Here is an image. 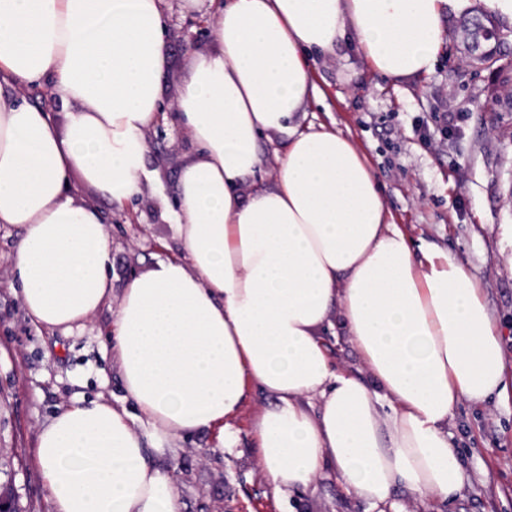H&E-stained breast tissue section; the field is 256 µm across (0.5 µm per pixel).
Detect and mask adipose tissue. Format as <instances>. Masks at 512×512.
Instances as JSON below:
<instances>
[{
	"instance_id": "obj_1",
	"label": "adipose tissue",
	"mask_w": 512,
	"mask_h": 512,
	"mask_svg": "<svg viewBox=\"0 0 512 512\" xmlns=\"http://www.w3.org/2000/svg\"><path fill=\"white\" fill-rule=\"evenodd\" d=\"M450 0H225L175 108L195 145L175 184L176 255L134 277L109 332L136 415L79 400L40 430L49 512H180L171 441L217 431L249 386L273 401L255 426L275 495L323 469L373 512H403L397 487L448 503L465 480L448 438L462 403L504 391L505 363L476 274L416 251L353 139L302 130L317 57L355 44L393 83L432 74ZM163 0H0V224L30 323L86 327L112 293L99 207L142 191L143 132L163 110ZM51 82L70 109L58 132L13 90ZM288 136L276 182L241 194ZM341 327L358 370L335 368L321 336ZM152 450H145V440Z\"/></svg>"
}]
</instances>
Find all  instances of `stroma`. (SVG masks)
<instances>
[{"label":"stroma","instance_id":"35a3bbf8","mask_svg":"<svg viewBox=\"0 0 512 512\" xmlns=\"http://www.w3.org/2000/svg\"><path fill=\"white\" fill-rule=\"evenodd\" d=\"M468 2L444 21L445 45L434 74L396 85L362 64L348 46L340 56L318 58L319 94L304 106L308 124L349 135L364 152L388 209L415 246L446 250L476 273L503 351L506 391L481 404H461L448 421L466 477L461 496L446 505H424L401 486L395 497L405 512H512V19L496 14L491 0ZM181 4L165 0L170 62L160 88L167 113L190 59L210 45L207 30L193 22L209 20L213 4L201 0L191 11ZM480 14L490 16L496 30L486 46L498 61L485 68L469 62L463 39L465 24ZM444 112L454 114L451 124L440 122ZM165 129L164 143L145 155L160 182L144 186L126 209L97 197L80 174L72 176L84 196L97 197L102 212L131 215L107 227L112 294L82 333L48 334L28 322L10 260L19 232L0 225V455H16L8 485L22 512H47L37 436L61 407L101 397L136 411L105 345L129 281L177 250L170 222L174 184L194 146L173 122ZM270 403L267 393L249 389L231 420V448L216 450V438L207 431L175 441L176 453L164 465L176 481L181 512H370L328 471L290 497L273 494L254 431Z\"/></svg>","mask_w":512,"mask_h":512}]
</instances>
